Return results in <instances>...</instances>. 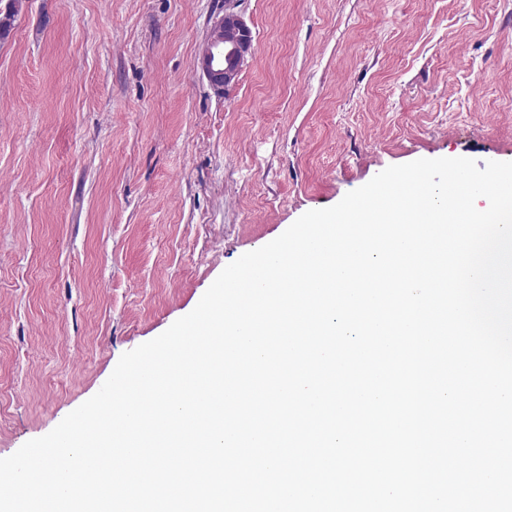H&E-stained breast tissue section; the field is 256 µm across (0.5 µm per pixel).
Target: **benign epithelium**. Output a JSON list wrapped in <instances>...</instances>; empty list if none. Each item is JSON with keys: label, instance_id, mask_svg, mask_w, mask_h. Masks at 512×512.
Returning <instances> with one entry per match:
<instances>
[{"label": "benign epithelium", "instance_id": "obj_1", "mask_svg": "<svg viewBox=\"0 0 512 512\" xmlns=\"http://www.w3.org/2000/svg\"><path fill=\"white\" fill-rule=\"evenodd\" d=\"M240 2L224 0V15L213 21L216 36L202 46L199 54L203 74L218 89L232 87L238 82L251 53L252 31L236 11Z\"/></svg>", "mask_w": 512, "mask_h": 512}]
</instances>
